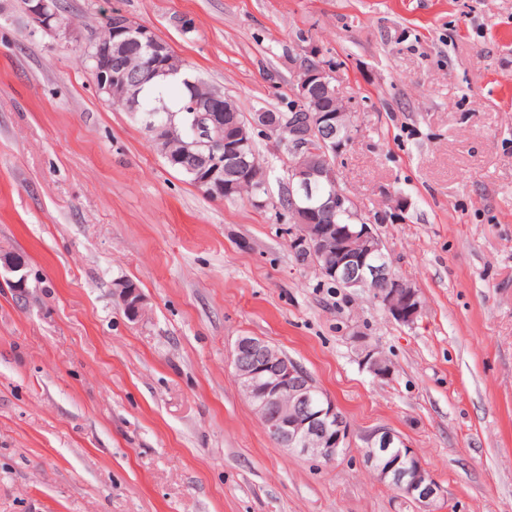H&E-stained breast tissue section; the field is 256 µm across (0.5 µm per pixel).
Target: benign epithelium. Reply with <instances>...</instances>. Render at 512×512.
Returning a JSON list of instances; mask_svg holds the SVG:
<instances>
[{"label": "benign epithelium", "mask_w": 512, "mask_h": 512, "mask_svg": "<svg viewBox=\"0 0 512 512\" xmlns=\"http://www.w3.org/2000/svg\"><path fill=\"white\" fill-rule=\"evenodd\" d=\"M28 17L42 30L58 37L72 34L58 0H28ZM120 45L139 54L144 70L161 76L182 78L181 68L172 65V48L152 29L112 12L111 34L95 41L88 56L95 61L98 93L115 101L160 140L184 138L192 144L208 141L204 154L186 152L184 166L196 183L213 197H231L238 182L249 177L248 154L252 139L238 120L230 117L231 107L214 94L190 96L185 110L189 117L180 129L173 118L159 116L161 109H148L139 94L140 83L127 68H112V46ZM290 112H257L252 126L288 135L291 162L288 168V201L297 218L292 251H320L327 242L336 251L322 256L321 276L333 279L344 289L373 293L375 301L396 322L412 326L421 317L422 295L409 288L384 262L385 246L376 225L394 222L398 209L367 215L354 199L338 187L336 158L354 139V126L345 121L352 111L335 84L334 71L312 46L297 71ZM224 127V136L210 139L211 128ZM0 268L18 274L13 281L17 292H25V266L0 254ZM119 306L132 321L145 311L141 289L125 282L114 289ZM368 371L378 379L392 376V365L378 349L365 347ZM237 379L255 414L283 447L314 459L334 461L352 447L353 430L336 403L316 384L312 376L267 340L239 337L232 348ZM363 459L380 482L397 495L420 507V512H440L443 490L414 449L389 428H377L364 435Z\"/></svg>", "instance_id": "7a95c632"}]
</instances>
